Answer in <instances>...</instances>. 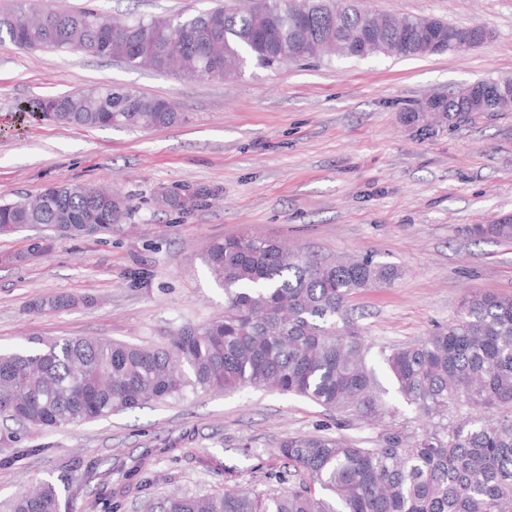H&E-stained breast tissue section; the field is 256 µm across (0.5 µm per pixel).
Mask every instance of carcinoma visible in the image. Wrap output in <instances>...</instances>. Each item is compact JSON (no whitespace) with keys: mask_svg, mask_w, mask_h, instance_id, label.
<instances>
[{"mask_svg":"<svg viewBox=\"0 0 512 512\" xmlns=\"http://www.w3.org/2000/svg\"><path fill=\"white\" fill-rule=\"evenodd\" d=\"M469 29L441 20L400 23L358 0H251L197 14L105 19L86 5L64 10L40 0L0 6V43L21 50H79L131 67L222 79L253 67L321 56L313 39L341 34L357 43L347 57H422L435 39ZM443 128L478 101L440 100ZM45 121L76 127L161 128L187 120L172 101L112 85L47 96L31 105ZM206 190H166L172 208L207 201ZM120 193L62 183L0 202V234L82 224L98 233L128 214ZM479 237L512 240V221L477 224ZM224 290V313L188 325L161 346L104 338L34 339L0 353V415L22 426L60 428L182 399L199 391L264 388L302 396L336 414L341 427L364 423L376 436L294 434L269 453L281 461L255 486L195 496L169 495L145 512H512V297L466 295L456 315L419 340L382 347L396 394L414 407L417 427L399 425L368 365L373 349L354 322L352 298L385 288L396 266L362 257L325 262L269 238L214 242L204 256ZM71 482L22 491L7 512H62Z\"/></svg>","mask_w":512,"mask_h":512,"instance_id":"obj_1","label":"carcinoma"}]
</instances>
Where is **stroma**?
<instances>
[{
    "label": "stroma",
    "instance_id": "obj_1",
    "mask_svg": "<svg viewBox=\"0 0 512 512\" xmlns=\"http://www.w3.org/2000/svg\"><path fill=\"white\" fill-rule=\"evenodd\" d=\"M54 2H90L111 18L194 14L213 0ZM364 3L397 18L481 26L493 37L463 55L311 60L215 80L0 43V201L82 182L110 186L130 204L111 233L56 238L42 259L25 256L39 229L0 236V257H17L0 260V351L32 338L152 346L203 324L223 313L224 293L202 257L212 242L239 235L331 262L367 253L396 265L390 287L351 303L379 346L415 342L452 319L465 294L512 296V241L472 233L512 214V112H476L427 136L403 120L428 97L512 77V0ZM102 84L174 101L188 119L147 131L17 119L32 99ZM163 187L216 197L189 211L163 207L155 199ZM60 295L77 305L35 309ZM335 431V414L313 402L254 388L191 393L57 429L0 423V459L13 458L0 463V505L66 473L79 487L69 512H144L174 491L259 484L280 466L267 450L281 437ZM17 448L24 456L13 457Z\"/></svg>",
    "mask_w": 512,
    "mask_h": 512
}]
</instances>
